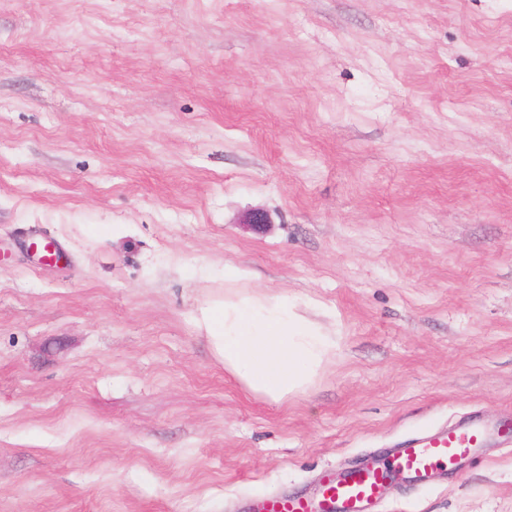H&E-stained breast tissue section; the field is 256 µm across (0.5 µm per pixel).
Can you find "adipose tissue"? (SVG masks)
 I'll return each mask as SVG.
<instances>
[{"label": "adipose tissue", "mask_w": 512, "mask_h": 512, "mask_svg": "<svg viewBox=\"0 0 512 512\" xmlns=\"http://www.w3.org/2000/svg\"><path fill=\"white\" fill-rule=\"evenodd\" d=\"M195 320L225 369L275 402L303 391L332 347L317 324L280 296L209 298L197 305Z\"/></svg>", "instance_id": "adipose-tissue-1"}]
</instances>
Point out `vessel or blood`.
Instances as JSON below:
<instances>
[{"label":"vessel or blood","mask_w":512,"mask_h":512,"mask_svg":"<svg viewBox=\"0 0 512 512\" xmlns=\"http://www.w3.org/2000/svg\"><path fill=\"white\" fill-rule=\"evenodd\" d=\"M512 443V423H488L471 419L447 429L412 438L394 448L389 461L375 469L352 472L344 480L324 474L319 479V496H271L257 504L258 512H368L393 473L405 474L417 483L429 482L436 473L454 471L463 460L473 458L490 440Z\"/></svg>","instance_id":"obj_1"}]
</instances>
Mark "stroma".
<instances>
[{"mask_svg": "<svg viewBox=\"0 0 512 512\" xmlns=\"http://www.w3.org/2000/svg\"><path fill=\"white\" fill-rule=\"evenodd\" d=\"M233 266L336 342L288 400L195 325ZM470 414L512 418V0H0V512H248ZM374 512H512V447Z\"/></svg>", "mask_w": 512, "mask_h": 512, "instance_id": "35a3bbf8", "label": "stroma"}]
</instances>
